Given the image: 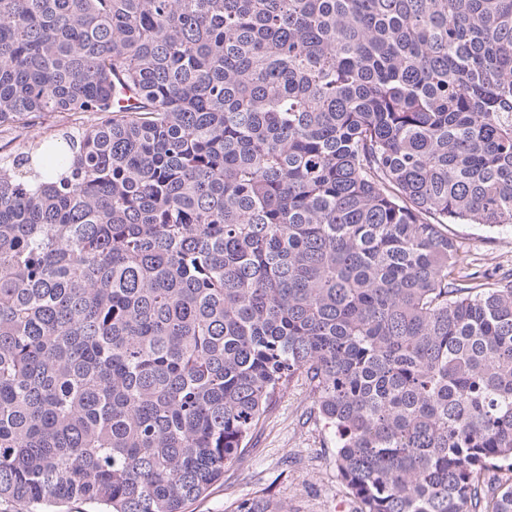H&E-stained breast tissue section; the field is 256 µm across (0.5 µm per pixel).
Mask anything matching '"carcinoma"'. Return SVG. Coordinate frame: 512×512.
Here are the masks:
<instances>
[{"instance_id":"obj_1","label":"carcinoma","mask_w":512,"mask_h":512,"mask_svg":"<svg viewBox=\"0 0 512 512\" xmlns=\"http://www.w3.org/2000/svg\"><path fill=\"white\" fill-rule=\"evenodd\" d=\"M43 112L0 504L186 512L302 381L358 512H512V274L448 234L512 229V0H0V133Z\"/></svg>"}]
</instances>
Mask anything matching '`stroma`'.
I'll return each mask as SVG.
<instances>
[{"label":"stroma","instance_id":"1","mask_svg":"<svg viewBox=\"0 0 512 512\" xmlns=\"http://www.w3.org/2000/svg\"><path fill=\"white\" fill-rule=\"evenodd\" d=\"M463 241L478 269H512V231L464 222L448 227ZM309 389L298 383L277 399L255 432L244 459L224 472L188 512H235L245 500H269L275 512H357L336 470L333 433L321 419H307Z\"/></svg>","mask_w":512,"mask_h":512}]
</instances>
